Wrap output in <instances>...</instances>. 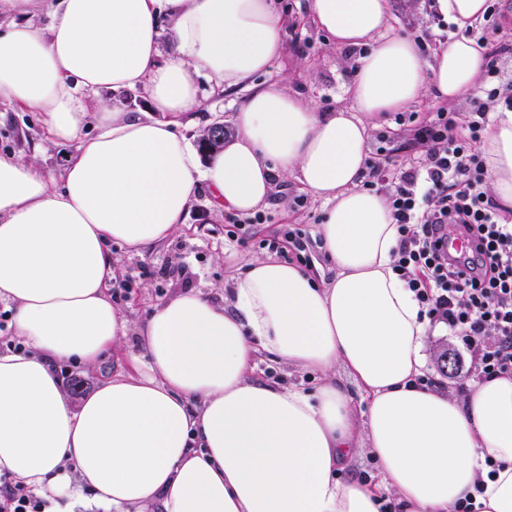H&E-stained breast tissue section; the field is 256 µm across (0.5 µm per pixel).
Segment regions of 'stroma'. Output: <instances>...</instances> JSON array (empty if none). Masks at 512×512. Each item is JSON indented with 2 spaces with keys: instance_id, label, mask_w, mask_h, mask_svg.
<instances>
[{
  "instance_id": "obj_1",
  "label": "stroma",
  "mask_w": 512,
  "mask_h": 512,
  "mask_svg": "<svg viewBox=\"0 0 512 512\" xmlns=\"http://www.w3.org/2000/svg\"><path fill=\"white\" fill-rule=\"evenodd\" d=\"M285 17L282 49L269 73L256 76L251 86H241L222 93H209V83L198 78L206 91L202 111L194 113L184 128L190 142H197L203 130L216 121L223 122L227 132H234L236 106L250 93L271 81L283 83L289 91L300 95L320 112L349 108V87L356 78V59L345 57L344 50L319 29L307 12V0H277ZM428 0H389L386 33L414 37L425 28H436ZM441 99L432 93H421L406 108L386 113L368 132V158H375L381 139H389L395 162H403L417 153L409 134L415 125L441 107ZM36 153L47 174H58L75 144L59 145L48 139L37 113L0 104V153ZM325 210L323 200L308 192L292 176L278 178L268 202L250 213H239L217 207L208 191H201L190 207L183 226L166 242L142 253L113 246L112 263L119 275L110 283L114 303L121 305L130 324H137L157 303L192 289L211 298L224 295V286L236 269L255 256L274 253L294 260L291 244L283 237L285 227L301 229L307 241L306 265L323 279H331L333 271L321 247L317 229ZM177 269L174 278L166 277L169 269ZM449 355L451 367H443L441 355ZM425 376L438 384L459 390V347L444 328H435L425 339ZM63 394L71 407L94 391L112 373L111 363L101 369L87 370L74 363L58 367Z\"/></svg>"
}]
</instances>
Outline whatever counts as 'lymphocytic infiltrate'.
<instances>
[{"label": "lymphocytic infiltrate", "mask_w": 512, "mask_h": 512, "mask_svg": "<svg viewBox=\"0 0 512 512\" xmlns=\"http://www.w3.org/2000/svg\"><path fill=\"white\" fill-rule=\"evenodd\" d=\"M466 113L441 107L414 129L419 155L403 165L381 158L365 188H385L399 226L393 269L413 292L430 327H446L469 357L468 374L512 375V224L490 194L480 151L494 112H512V77L498 59ZM472 236L449 254V230Z\"/></svg>", "instance_id": "1"}]
</instances>
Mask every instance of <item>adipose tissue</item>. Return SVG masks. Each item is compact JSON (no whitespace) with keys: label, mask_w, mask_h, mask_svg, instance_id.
<instances>
[{"label":"adipose tissue","mask_w":512,"mask_h":512,"mask_svg":"<svg viewBox=\"0 0 512 512\" xmlns=\"http://www.w3.org/2000/svg\"><path fill=\"white\" fill-rule=\"evenodd\" d=\"M41 3L0 0V102L41 113L53 142L78 148L56 179L33 157L0 155V300L30 347L0 353V475L48 512H450L468 496L478 512H512V376L456 394L419 384L428 321L392 269L399 233L385 198L359 187L370 124L427 86L447 101L477 91L484 47L462 37L428 62L385 34L388 0H308L337 46L375 42L350 109L319 112L268 83L205 164L182 132L203 106L195 77L222 91L268 72L281 42L274 0H58L45 28L33 22ZM140 85L154 118L92 112L81 98ZM481 150L490 192L512 205V112L497 113ZM291 175L326 202L334 277L263 256L223 304L193 290L157 304L133 330L146 362L71 409L58 363L99 367L132 331L110 295L111 244L167 241L204 187L251 212ZM263 351L321 383L308 393L252 379ZM361 439L373 480L340 479Z\"/></svg>","instance_id":"ef3b65f1"}]
</instances>
